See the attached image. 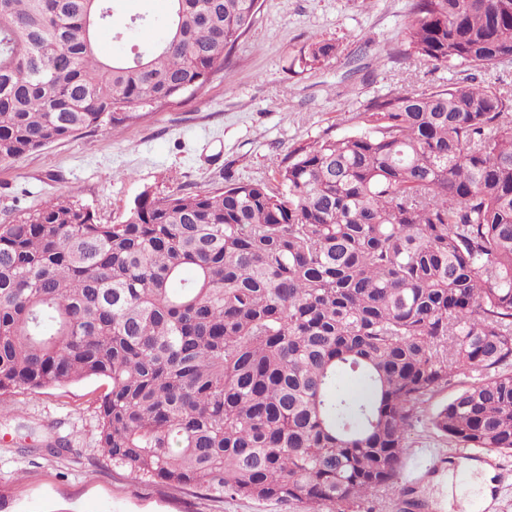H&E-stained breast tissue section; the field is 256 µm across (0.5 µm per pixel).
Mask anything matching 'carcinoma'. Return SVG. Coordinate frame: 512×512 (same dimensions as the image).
Returning a JSON list of instances; mask_svg holds the SVG:
<instances>
[{
	"label": "carcinoma",
	"instance_id": "cac0c4a2",
	"mask_svg": "<svg viewBox=\"0 0 512 512\" xmlns=\"http://www.w3.org/2000/svg\"><path fill=\"white\" fill-rule=\"evenodd\" d=\"M168 2L163 42L103 60L111 0H0V162L195 96L258 11ZM406 38L389 61L457 80L368 99L361 131L294 146L275 190L144 194L116 224L69 193L0 224V410L104 380L112 465L304 512L394 485L453 376L433 427L512 453V85L474 76L512 62V0H413Z\"/></svg>",
	"mask_w": 512,
	"mask_h": 512
}]
</instances>
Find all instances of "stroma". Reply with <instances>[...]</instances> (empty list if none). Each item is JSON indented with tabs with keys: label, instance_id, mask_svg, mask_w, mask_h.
Here are the masks:
<instances>
[{
	"label": "stroma",
	"instance_id": "obj_1",
	"mask_svg": "<svg viewBox=\"0 0 512 512\" xmlns=\"http://www.w3.org/2000/svg\"><path fill=\"white\" fill-rule=\"evenodd\" d=\"M411 0H260L250 32L226 72L194 97L147 108L144 117L106 125L50 144L14 162H0V224L75 191L104 222L120 221L142 193L204 194L226 179L273 180L288 151L325 134L359 131L361 102L390 91L427 93L454 74L414 62L380 58L384 44L405 41ZM114 29L97 49L110 59L133 44L162 42L165 28L116 34L130 16L164 18L167 0H114ZM335 44L312 69L292 60L309 43ZM452 377L413 418L398 482L362 501L356 512H448V441L433 413L461 387ZM106 385L87 379L8 396L0 414V512H302L298 503L216 498L113 468L98 444V400ZM59 437L69 451L51 457L44 441Z\"/></svg>",
	"mask_w": 512,
	"mask_h": 512
}]
</instances>
